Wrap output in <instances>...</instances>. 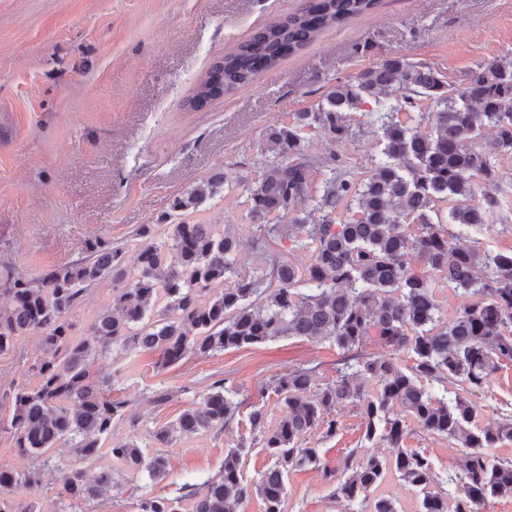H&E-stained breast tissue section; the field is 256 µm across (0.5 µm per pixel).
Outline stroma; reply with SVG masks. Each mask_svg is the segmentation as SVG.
<instances>
[{
    "label": "stroma",
    "instance_id": "1",
    "mask_svg": "<svg viewBox=\"0 0 512 512\" xmlns=\"http://www.w3.org/2000/svg\"><path fill=\"white\" fill-rule=\"evenodd\" d=\"M305 0H0V277L32 279L81 257L94 238L135 253L144 224L170 223L171 205L200 182L219 176V192L186 217L196 224H233L240 237L237 259L246 271L261 268L250 234L245 186L259 173L268 127L292 122L316 109L338 82L353 79L382 59L405 56L431 65L461 88L476 65L489 58L512 60V0H379L368 14L326 29L308 47L262 72L254 83L188 109L198 80L216 59L254 31L299 12ZM306 153L318 165L308 196L289 211L312 207L323 180L322 165L336 162L355 180L366 179L379 156L374 137L334 142L309 130ZM497 178L480 190L502 201L500 214L477 235L481 249H512V153L496 160ZM112 303V282L88 290L70 315L75 336L87 335L97 313ZM45 352L39 334L18 337L0 355V417L12 411L13 390L36 385L31 366ZM340 352L327 342L280 338L261 345L187 355L162 368L158 353L113 347L101 365L113 374L112 396L126 401L112 437L137 440L168 463L165 478L140 474L121 489L67 506L59 492L62 472H93L94 464L71 448L58 450L59 466L44 472L37 494L14 496L17 508L35 512H139L145 497L179 496L184 482L219 475L229 448L249 444L241 465L247 478L269 464L249 431L251 405H262L269 423L282 416L267 387L287 369L315 368L316 383L336 377ZM225 380L242 406L224 429L181 436L170 444L154 434L199 401L213 382ZM167 392L164 403L154 396ZM512 404V363L494 372L483 397L480 424L493 427L498 408ZM339 430L306 443L320 448L329 465L348 449L369 447L387 457L384 442L365 444L353 408L338 410ZM405 447L429 457L441 480L454 477L464 454L456 441L409 425ZM284 512H337L317 470L294 472Z\"/></svg>",
    "mask_w": 512,
    "mask_h": 512
}]
</instances>
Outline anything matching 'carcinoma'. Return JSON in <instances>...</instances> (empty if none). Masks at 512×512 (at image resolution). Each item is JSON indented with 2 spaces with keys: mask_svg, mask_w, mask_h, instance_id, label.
<instances>
[{
  "mask_svg": "<svg viewBox=\"0 0 512 512\" xmlns=\"http://www.w3.org/2000/svg\"><path fill=\"white\" fill-rule=\"evenodd\" d=\"M377 0H307L301 11L285 15L241 42L209 69L188 100L199 109L314 42L324 30L370 12ZM404 91L393 100L395 90ZM433 100L435 110L418 113L417 125L399 115L415 100ZM371 132L384 145L372 174L356 182L324 169L321 194L313 199L318 219L281 223L307 196L312 160L304 152V133L322 130L334 141L358 135L350 111L368 102ZM496 130L494 141L479 144L482 129ZM262 169L247 186L248 212L257 223L248 230L263 266L237 267L232 224H144L147 240L126 260L112 242L95 238L86 256L51 269L38 279L18 277L0 307V354L11 352L15 337L41 332L52 357L33 365L39 381L13 394L9 433L28 468L0 469V512H15L11 495L34 493L52 453L69 442L84 460L99 463L89 478L80 469L63 473L61 496L90 502L118 485L115 468L138 476H166V459L147 456L134 439L113 441L114 421L124 418L125 402L111 398L112 374L96 365L119 345L126 350L158 351L160 364H177L189 352L262 344L278 338L326 341L343 352L336 379L313 387L312 371L294 368L273 377L271 390L283 416L273 427L266 412L253 407L251 431L263 437L270 461L252 481L240 460L245 447L229 449L221 473L200 485L185 484L175 497H153L140 512H236L256 495L264 512H284L289 473L306 468L323 472L338 512H401L396 500L376 491L388 473L421 497V512H482L496 498H512V459L496 448L512 441V406L501 409L497 428L479 424L488 376L512 362V251L490 253L454 243L460 230L480 231L501 209L489 192L477 194L474 179L493 181L495 161L512 151V62L492 58L477 64L466 86L454 89L432 66L404 57L385 58L352 81L334 86L314 112H299L290 125L268 130ZM221 184L206 181L172 209L185 211L217 194ZM287 239L310 253L305 267L283 259L271 245ZM112 276V306L102 310L83 337L71 335L69 314L88 288ZM467 297L452 313L439 293ZM378 342L405 351L413 365L379 360L365 346ZM374 382L373 390L367 383ZM238 390L213 383L211 391L154 438L169 444L229 425L242 402ZM351 406L363 420L364 438L394 449L390 459L357 449L330 468L320 449L305 447L320 430L336 435L331 414ZM446 436L468 449L461 460L460 490L440 491L432 461L403 447L406 420Z\"/></svg>",
  "mask_w": 512,
  "mask_h": 512,
  "instance_id": "cac0c4a2",
  "label": "carcinoma"
}]
</instances>
